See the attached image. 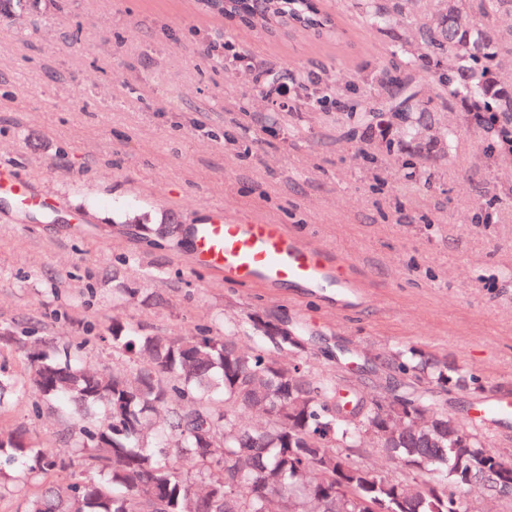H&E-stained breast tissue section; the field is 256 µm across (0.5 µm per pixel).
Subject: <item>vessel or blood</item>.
Wrapping results in <instances>:
<instances>
[{
    "label": "vessel or blood",
    "mask_w": 512,
    "mask_h": 512,
    "mask_svg": "<svg viewBox=\"0 0 512 512\" xmlns=\"http://www.w3.org/2000/svg\"><path fill=\"white\" fill-rule=\"evenodd\" d=\"M190 233L194 263L227 283L321 294L338 310L366 298L350 258L261 215L228 217L214 209Z\"/></svg>",
    "instance_id": "b4317fda"
}]
</instances>
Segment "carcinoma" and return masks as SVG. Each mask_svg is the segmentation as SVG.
<instances>
[{"mask_svg": "<svg viewBox=\"0 0 512 512\" xmlns=\"http://www.w3.org/2000/svg\"><path fill=\"white\" fill-rule=\"evenodd\" d=\"M229 22L264 33L281 23L339 39L321 0H206ZM371 27L393 28L392 12L361 0ZM410 43L411 69L448 58V76L432 77L423 94L409 75L395 93L384 82L388 109L403 133L418 139L426 125L413 119L435 100L461 101L477 128L512 156V80L499 58L512 50V0H434ZM154 244L172 243L176 224H142ZM106 340L133 360L130 372L94 373L73 345L51 350L14 327L0 325L4 343L22 350L19 376L0 364L5 397L35 395L71 425L70 445L87 467L70 482L28 497L22 512H467L461 489L479 470L512 482V461L486 447L474 426L448 415L428 387L477 389L475 375L416 347L378 356L385 392L366 393L314 377L304 357L286 366L255 341L229 335L153 336L112 322ZM406 379L398 391L390 381ZM372 434L374 447L407 476L392 477L348 461ZM58 453L0 430L3 480L64 470Z\"/></svg>", "mask_w": 512, "mask_h": 512, "instance_id": "carcinoma-1", "label": "carcinoma"}]
</instances>
